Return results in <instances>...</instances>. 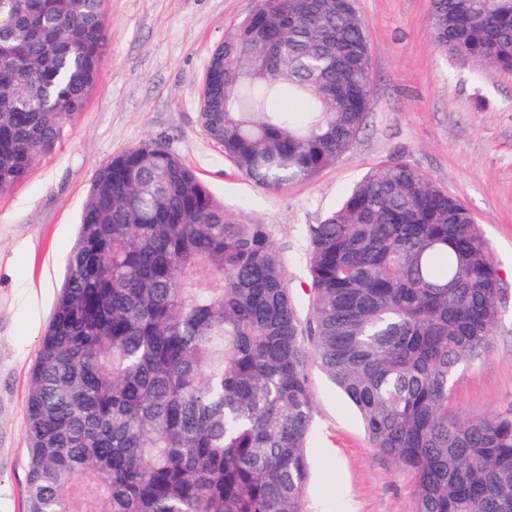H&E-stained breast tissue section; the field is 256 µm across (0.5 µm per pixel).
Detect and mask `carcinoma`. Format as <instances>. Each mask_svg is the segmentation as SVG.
Listing matches in <instances>:
<instances>
[{
	"instance_id": "obj_1",
	"label": "carcinoma",
	"mask_w": 512,
	"mask_h": 512,
	"mask_svg": "<svg viewBox=\"0 0 512 512\" xmlns=\"http://www.w3.org/2000/svg\"><path fill=\"white\" fill-rule=\"evenodd\" d=\"M429 25L512 72V0H433ZM106 40L102 0H0V192L82 110ZM368 51L356 0H258L209 59L201 125L255 185L309 181L362 128ZM287 95L303 114L273 107ZM307 236L303 323L267 225L164 144L98 168L30 376L26 512H305L310 359L409 471L414 512H512V412L453 402L500 320L468 209L393 161Z\"/></svg>"
}]
</instances>
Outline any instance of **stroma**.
<instances>
[{"label":"stroma","mask_w":512,"mask_h":512,"mask_svg":"<svg viewBox=\"0 0 512 512\" xmlns=\"http://www.w3.org/2000/svg\"><path fill=\"white\" fill-rule=\"evenodd\" d=\"M257 0H105L109 32L94 88L51 153L0 192V512H25L30 372L96 168L156 140L193 168L241 224H265L302 318L311 313L306 228L365 174L400 160L461 201L490 242L501 311L490 349L454 383L463 416L512 409V74L431 39L430 0H358L368 23L373 106L358 137L313 180L256 186L203 132L200 93L214 48ZM307 512H412L414 485L372 448L355 407L315 363Z\"/></svg>","instance_id":"35a3bbf8"}]
</instances>
